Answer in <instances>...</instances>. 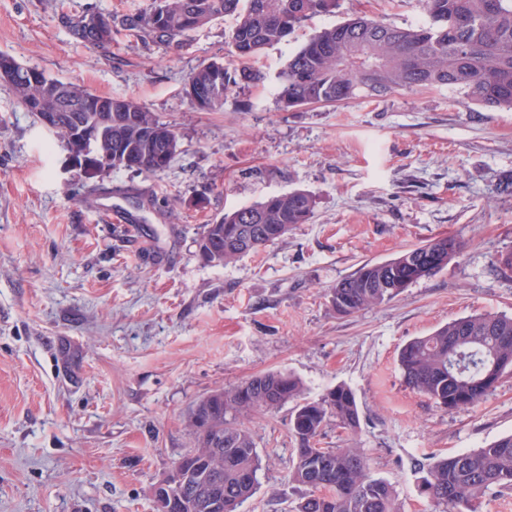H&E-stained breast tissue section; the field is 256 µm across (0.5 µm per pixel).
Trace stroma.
I'll return each mask as SVG.
<instances>
[{
  "label": "stroma",
  "mask_w": 512,
  "mask_h": 512,
  "mask_svg": "<svg viewBox=\"0 0 512 512\" xmlns=\"http://www.w3.org/2000/svg\"><path fill=\"white\" fill-rule=\"evenodd\" d=\"M150 0H0V52L47 76L130 99L179 137L158 174L84 175L62 140L0 81V512H154L151 490L196 446L192 406L251 376L297 377L306 399L343 384L356 440L401 512L434 458L512 434V373L479 404L447 411L405 386L401 347L455 319L512 316V111L413 89L283 110L276 76L313 33L356 15L426 24L416 0H341L255 60L263 85L193 108L185 77L223 57L231 19L180 47L77 41L62 23ZM294 190L315 211L265 250L214 267L198 254L224 212ZM118 207L136 225L104 221ZM454 236L464 251L391 301L341 316L329 291L367 261ZM290 405L249 420L262 459L240 512H296Z\"/></svg>",
  "instance_id": "35a3bbf8"
}]
</instances>
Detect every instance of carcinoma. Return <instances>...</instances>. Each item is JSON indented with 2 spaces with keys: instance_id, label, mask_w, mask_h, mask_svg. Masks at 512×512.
Segmentation results:
<instances>
[{
  "instance_id": "carcinoma-1",
  "label": "carcinoma",
  "mask_w": 512,
  "mask_h": 512,
  "mask_svg": "<svg viewBox=\"0 0 512 512\" xmlns=\"http://www.w3.org/2000/svg\"><path fill=\"white\" fill-rule=\"evenodd\" d=\"M429 24L400 27L356 16L314 33L277 75L284 110L335 105L364 97L383 98L410 88L458 92L468 104L512 110V0H417ZM340 0H152L145 10L110 14L107 39L83 27L86 16L68 20L74 38L108 46L116 37L149 38L180 45L199 28L231 17L228 44L237 65L211 61L191 71L184 92L194 108L223 109L233 87L257 86L265 74L250 61L265 48L288 40L314 15L334 14ZM10 85L20 101L40 100L57 115L56 134L71 150L87 152L114 168L145 174L166 170L178 151L175 131L153 112L129 101L97 95L80 85L43 76ZM106 122L93 145L79 132ZM315 200L305 191L271 195L205 225L200 258L223 266L282 240L313 215ZM437 238L379 263L367 262L330 290L339 315L379 306L448 265L465 248ZM408 387L448 410L474 406L512 370V317L483 314L453 320L427 336L409 340L398 355ZM294 403L290 429L299 442L292 480L305 489L297 512H400L393 487L370 475L371 458L350 443L320 448L328 422L347 435L360 428L354 392L344 384L320 399L303 398L293 375L270 371L215 390L199 400L187 420L197 448L177 464L190 470L184 497L188 512H220L224 502L250 498L258 485L261 459L246 420ZM422 492L433 512H477L485 494L512 489V434L484 447L441 458L425 469Z\"/></svg>"
}]
</instances>
